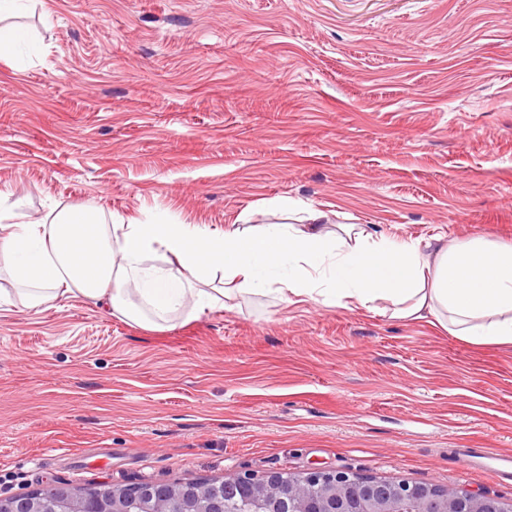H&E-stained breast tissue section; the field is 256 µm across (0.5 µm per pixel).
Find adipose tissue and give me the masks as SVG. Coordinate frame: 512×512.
Returning a JSON list of instances; mask_svg holds the SVG:
<instances>
[{
	"label": "adipose tissue",
	"mask_w": 512,
	"mask_h": 512,
	"mask_svg": "<svg viewBox=\"0 0 512 512\" xmlns=\"http://www.w3.org/2000/svg\"><path fill=\"white\" fill-rule=\"evenodd\" d=\"M30 0H0V58L26 32L12 18ZM306 209L300 224L228 225L106 221L94 207L29 220L0 190V265L14 290L0 306L36 310L74 295L149 330L256 295L326 307L359 306L401 320L433 318L458 340L512 347V245L484 236L397 242L359 224L329 229ZM223 288H215V278Z\"/></svg>",
	"instance_id": "obj_1"
}]
</instances>
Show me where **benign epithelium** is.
I'll list each match as a JSON object with an SVG mask.
<instances>
[{
    "mask_svg": "<svg viewBox=\"0 0 512 512\" xmlns=\"http://www.w3.org/2000/svg\"><path fill=\"white\" fill-rule=\"evenodd\" d=\"M230 495L258 503L262 512H512V502L463 488H441L405 481H378L336 470L314 469L298 476L272 472L224 479ZM147 512H169L168 499L180 498L183 512H224V501L210 499L205 488H163L152 485L140 492ZM0 512H43L39 495L18 503L0 502Z\"/></svg>",
    "mask_w": 512,
    "mask_h": 512,
    "instance_id": "7a95c632",
    "label": "benign epithelium"
}]
</instances>
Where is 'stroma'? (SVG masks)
Masks as SVG:
<instances>
[{
  "mask_svg": "<svg viewBox=\"0 0 512 512\" xmlns=\"http://www.w3.org/2000/svg\"><path fill=\"white\" fill-rule=\"evenodd\" d=\"M0 59V189L223 232L291 199L422 243H512V0H38ZM512 349L250 297L151 331L0 308V498L342 470L512 497ZM457 449V464L461 471L481 470L502 480H512V454L495 448Z\"/></svg>",
  "mask_w": 512,
  "mask_h": 512,
  "instance_id": "1",
  "label": "stroma"
}]
</instances>
